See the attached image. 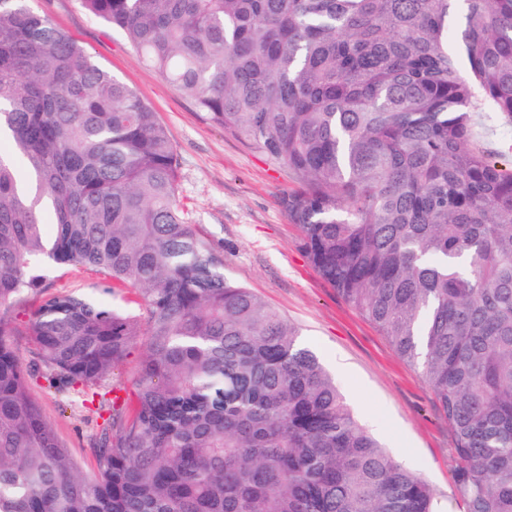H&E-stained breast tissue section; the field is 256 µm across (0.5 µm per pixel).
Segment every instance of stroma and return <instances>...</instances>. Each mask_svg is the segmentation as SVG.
<instances>
[{
	"label": "stroma",
	"mask_w": 512,
	"mask_h": 512,
	"mask_svg": "<svg viewBox=\"0 0 512 512\" xmlns=\"http://www.w3.org/2000/svg\"><path fill=\"white\" fill-rule=\"evenodd\" d=\"M30 4L157 113L176 149L186 217L223 253L225 275L298 327L302 344L317 353L356 419L395 460L429 483L441 512H464L455 477L454 434L447 419L420 370L400 358L387 336L339 297L310 263L299 229L283 206L284 198L301 188L288 168L213 124L80 0ZM42 272L40 288L12 303L5 314L8 341L30 372L28 385L46 420L82 471L93 474L98 464L92 441L111 412L114 391L134 400L144 348L134 343L101 381L94 403L81 408L33 373L36 355L29 322L50 294L65 291L103 298L135 317L145 310L136 290L103 292V276L84 268L50 264Z\"/></svg>",
	"instance_id": "35a3bbf8"
}]
</instances>
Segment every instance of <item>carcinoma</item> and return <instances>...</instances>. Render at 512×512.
Segmentation results:
<instances>
[{
	"label": "carcinoma",
	"mask_w": 512,
	"mask_h": 512,
	"mask_svg": "<svg viewBox=\"0 0 512 512\" xmlns=\"http://www.w3.org/2000/svg\"><path fill=\"white\" fill-rule=\"evenodd\" d=\"M207 118L303 185L313 267L417 365L465 512H512V0H80ZM0 512H436L298 330L224 276L180 206L166 127L28 0H0ZM47 262L138 290L139 321L53 294L48 386L90 391L145 337L138 404L82 473L2 309Z\"/></svg>",
	"instance_id": "1"
}]
</instances>
